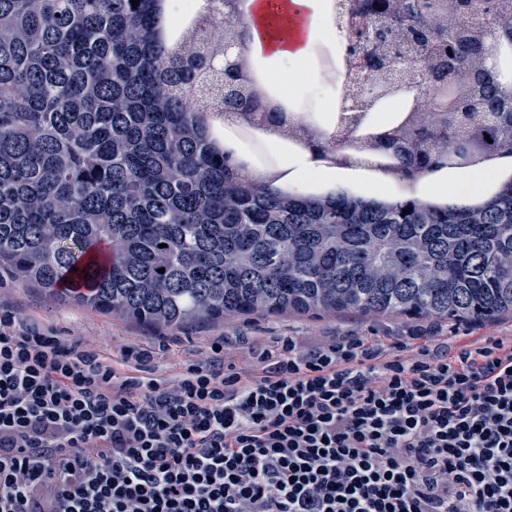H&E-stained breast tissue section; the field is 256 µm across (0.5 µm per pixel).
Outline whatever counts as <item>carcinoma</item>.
Masks as SVG:
<instances>
[{"mask_svg": "<svg viewBox=\"0 0 512 512\" xmlns=\"http://www.w3.org/2000/svg\"><path fill=\"white\" fill-rule=\"evenodd\" d=\"M165 0H0V268L17 282L132 322L178 329L239 315L436 319L478 324L512 314V175L464 201L296 195L288 174L268 181L187 112L194 92L221 115L288 131L286 113L262 123L251 105L247 30L236 0H219L174 47L158 30ZM462 16H494L500 0H454ZM353 9L387 34L348 55L385 72L397 58L427 85L456 82L470 104L457 134L471 153L448 151V113L371 136L373 170L412 180L455 168L512 166V125L495 119L509 89L486 43L442 21V0H388L381 15ZM228 21L239 51L224 77L205 66L222 51L211 22ZM453 32L456 43L444 40ZM490 140H485V137ZM410 213H403V209ZM165 272L160 273L158 269ZM80 281L86 291L66 282Z\"/></svg>", "mask_w": 512, "mask_h": 512, "instance_id": "cac0c4a2", "label": "carcinoma"}]
</instances>
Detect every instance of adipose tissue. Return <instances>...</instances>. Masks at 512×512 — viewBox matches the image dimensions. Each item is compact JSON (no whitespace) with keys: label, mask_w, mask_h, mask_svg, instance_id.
<instances>
[{"label":"adipose tissue","mask_w":512,"mask_h":512,"mask_svg":"<svg viewBox=\"0 0 512 512\" xmlns=\"http://www.w3.org/2000/svg\"><path fill=\"white\" fill-rule=\"evenodd\" d=\"M270 8L269 0H239V9L249 32L248 52L254 59L285 60L301 65L308 60L318 31L324 29L334 33L336 40L340 42L345 39L344 33L337 31L326 12V0H287L285 9L292 29L285 38L273 33H260L258 23L264 19ZM285 165L291 171L289 185L297 194L306 193V178L311 174L320 176L335 187L344 186L347 180L346 175L323 168L307 150L286 157ZM488 179V174L476 171L446 178L427 174L418 178L415 190L418 195L424 196L445 184L456 197L465 198L482 190Z\"/></svg>","instance_id":"ef3b65f1"}]
</instances>
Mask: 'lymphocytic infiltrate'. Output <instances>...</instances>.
<instances>
[{"instance_id":"obj_1","label":"lymphocytic infiltrate","mask_w":512,"mask_h":512,"mask_svg":"<svg viewBox=\"0 0 512 512\" xmlns=\"http://www.w3.org/2000/svg\"><path fill=\"white\" fill-rule=\"evenodd\" d=\"M170 383L0 316V512H512V336L288 338Z\"/></svg>"}]
</instances>
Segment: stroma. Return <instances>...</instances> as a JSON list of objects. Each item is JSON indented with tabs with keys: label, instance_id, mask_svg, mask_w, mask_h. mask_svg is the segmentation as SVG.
Instances as JSON below:
<instances>
[{
	"label": "stroma",
	"instance_id": "35a3bbf8",
	"mask_svg": "<svg viewBox=\"0 0 512 512\" xmlns=\"http://www.w3.org/2000/svg\"><path fill=\"white\" fill-rule=\"evenodd\" d=\"M1 314L12 316L18 324L50 326L64 336L92 339L102 354L118 361L128 351L154 352L150 368L171 378L180 375L189 364L204 361L211 343L217 339L224 341L229 350L226 360L231 363L238 361L239 343L244 339L269 347L276 338L284 336H359L385 346L428 331L447 338L449 346L453 347L482 336H512L510 316L483 324L451 326L433 320L372 318L355 313L321 318L235 317L216 323L190 324L178 331L160 330L58 300L43 289L24 287L4 271H0Z\"/></svg>",
	"mask_w": 512,
	"mask_h": 512
}]
</instances>
